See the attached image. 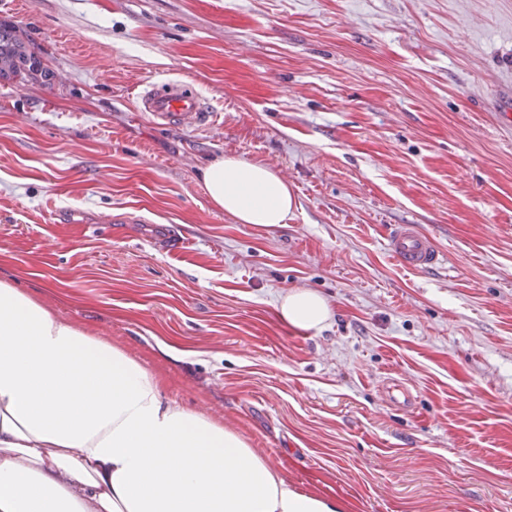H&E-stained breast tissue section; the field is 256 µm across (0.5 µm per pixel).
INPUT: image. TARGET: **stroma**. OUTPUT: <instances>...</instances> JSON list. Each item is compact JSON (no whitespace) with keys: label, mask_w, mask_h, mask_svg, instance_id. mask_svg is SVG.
<instances>
[{"label":"stroma","mask_w":512,"mask_h":512,"mask_svg":"<svg viewBox=\"0 0 512 512\" xmlns=\"http://www.w3.org/2000/svg\"><path fill=\"white\" fill-rule=\"evenodd\" d=\"M0 20L51 71L0 82V280L346 512H512V0H0ZM166 78L215 123L137 111ZM225 156L288 181L286 225L211 205ZM397 224L445 263L400 268ZM293 288L327 298L324 329L279 321Z\"/></svg>","instance_id":"obj_1"}]
</instances>
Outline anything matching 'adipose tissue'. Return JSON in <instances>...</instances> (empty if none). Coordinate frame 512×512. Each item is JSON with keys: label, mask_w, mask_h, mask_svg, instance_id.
<instances>
[{"label": "adipose tissue", "mask_w": 512, "mask_h": 512, "mask_svg": "<svg viewBox=\"0 0 512 512\" xmlns=\"http://www.w3.org/2000/svg\"><path fill=\"white\" fill-rule=\"evenodd\" d=\"M201 179L210 203L240 224L282 226L298 206L267 165L222 157ZM276 311L300 331L332 316L304 288ZM164 389L123 348L0 280V512H344Z\"/></svg>", "instance_id": "adipose-tissue-1"}]
</instances>
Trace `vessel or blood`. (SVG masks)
<instances>
[{"label":"vessel or blood","mask_w":512,"mask_h":512,"mask_svg":"<svg viewBox=\"0 0 512 512\" xmlns=\"http://www.w3.org/2000/svg\"><path fill=\"white\" fill-rule=\"evenodd\" d=\"M137 109L157 124L175 123L187 129L213 120L199 94L177 79L144 83L137 96ZM387 250L402 268L415 273L432 269L443 260L435 239L415 224L395 225L387 239Z\"/></svg>","instance_id":"1"}]
</instances>
